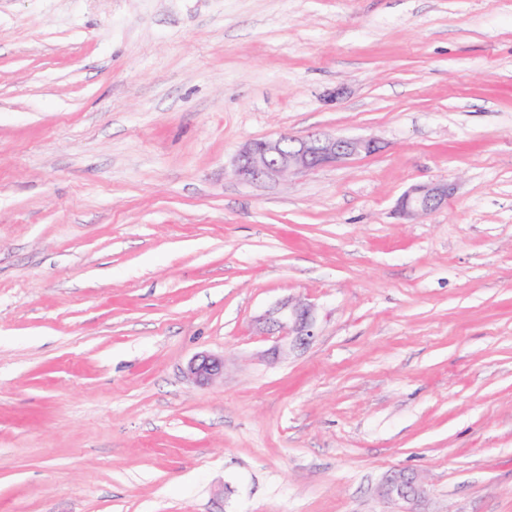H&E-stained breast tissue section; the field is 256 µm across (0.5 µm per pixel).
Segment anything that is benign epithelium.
Wrapping results in <instances>:
<instances>
[{
    "label": "benign epithelium",
    "instance_id": "obj_1",
    "mask_svg": "<svg viewBox=\"0 0 512 512\" xmlns=\"http://www.w3.org/2000/svg\"><path fill=\"white\" fill-rule=\"evenodd\" d=\"M381 149L373 138L312 135L299 138L281 134L276 138L245 144L234 160V175L244 182L276 180L290 174L335 166ZM454 191L452 184L436 181L410 187L398 200L396 213L413 221L440 208ZM262 334L277 335L267 355L273 360L288 357L310 345L319 335L316 306L306 299L286 297L257 320ZM185 376L195 385L206 387L224 377V356L209 351L196 353L185 367ZM381 495L399 506L397 512H415L414 505L424 496L419 477L403 472L388 476Z\"/></svg>",
    "mask_w": 512,
    "mask_h": 512
}]
</instances>
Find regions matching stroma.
<instances>
[{
    "mask_svg": "<svg viewBox=\"0 0 512 512\" xmlns=\"http://www.w3.org/2000/svg\"><path fill=\"white\" fill-rule=\"evenodd\" d=\"M282 133L382 149L233 176ZM398 470L512 512V0H0V512H391ZM453 191L447 181L414 185L398 200L396 213L402 220L413 221L443 206ZM262 334H277L275 345L268 350L271 360L288 357L310 345L319 335V317L316 306L306 299L286 297L257 320ZM184 373L195 385L206 387L224 377V357L209 351L198 352L188 361Z\"/></svg>",
    "mask_w": 512,
    "mask_h": 512,
    "instance_id": "35a3bbf8",
    "label": "stroma"
}]
</instances>
